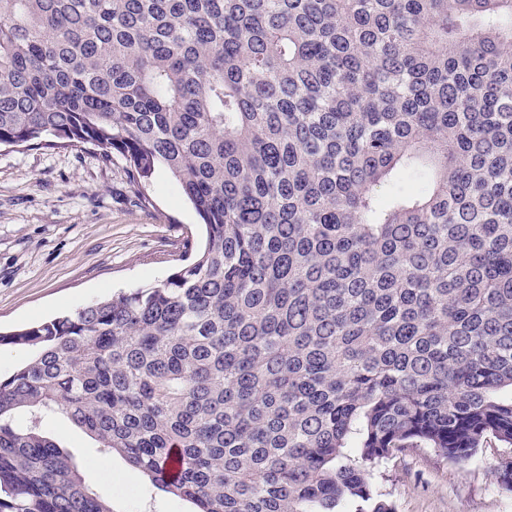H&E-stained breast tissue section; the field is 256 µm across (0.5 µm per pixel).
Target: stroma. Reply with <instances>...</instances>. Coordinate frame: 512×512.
I'll use <instances>...</instances> for the list:
<instances>
[{
    "label": "stroma",
    "mask_w": 512,
    "mask_h": 512,
    "mask_svg": "<svg viewBox=\"0 0 512 512\" xmlns=\"http://www.w3.org/2000/svg\"><path fill=\"white\" fill-rule=\"evenodd\" d=\"M140 200L121 160L87 147L0 148V330L75 311L113 292L160 282L193 259L202 228L175 182L157 171ZM46 435L73 454L112 512H194L119 456L103 458L66 417ZM512 447L488 442L466 465L417 448L371 472L397 512H512L498 483Z\"/></svg>",
    "instance_id": "obj_1"
}]
</instances>
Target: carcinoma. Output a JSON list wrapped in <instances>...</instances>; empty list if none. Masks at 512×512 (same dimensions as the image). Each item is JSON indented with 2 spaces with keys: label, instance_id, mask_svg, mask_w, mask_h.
Returning a JSON list of instances; mask_svg holds the SVG:
<instances>
[{
  "label": "carcinoma",
  "instance_id": "carcinoma-1",
  "mask_svg": "<svg viewBox=\"0 0 512 512\" xmlns=\"http://www.w3.org/2000/svg\"><path fill=\"white\" fill-rule=\"evenodd\" d=\"M86 145L205 243L0 332V512H112L55 414L196 512H395L383 461L512 447V0H0V147ZM29 353L20 347L0 346V376H8L28 358Z\"/></svg>",
  "mask_w": 512,
  "mask_h": 512
}]
</instances>
